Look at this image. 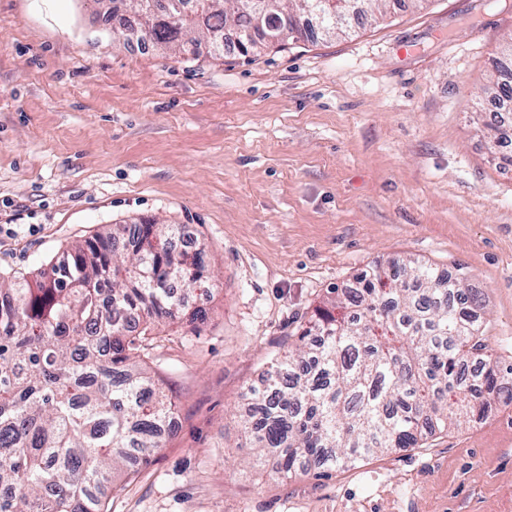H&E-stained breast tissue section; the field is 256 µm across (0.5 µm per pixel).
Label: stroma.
I'll use <instances>...</instances> for the list:
<instances>
[{
  "instance_id": "stroma-1",
  "label": "stroma",
  "mask_w": 512,
  "mask_h": 512,
  "mask_svg": "<svg viewBox=\"0 0 512 512\" xmlns=\"http://www.w3.org/2000/svg\"><path fill=\"white\" fill-rule=\"evenodd\" d=\"M95 0H0V272L139 219L207 254L204 322L147 363L179 421L110 512H512V406L328 476H269L246 393L334 289L418 260L466 279L512 362V170L482 101L512 0H405L347 37L248 55L125 40Z\"/></svg>"
}]
</instances>
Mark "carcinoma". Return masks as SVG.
Returning <instances> with one entry per match:
<instances>
[{"instance_id": "cac0c4a2", "label": "carcinoma", "mask_w": 512, "mask_h": 512, "mask_svg": "<svg viewBox=\"0 0 512 512\" xmlns=\"http://www.w3.org/2000/svg\"><path fill=\"white\" fill-rule=\"evenodd\" d=\"M237 0H164L147 40L184 51L209 36L224 56L283 50L309 37L312 0H262L259 24ZM485 93L512 109V58L497 59ZM179 224L141 221L66 249L33 280L0 276V512H107L100 486L150 462L171 406L142 355L151 325L202 309L175 298L212 280L201 250L177 252ZM482 302L421 262L374 265L319 307L248 396L242 419L262 467L288 478L343 469L482 410L512 406V364L492 353Z\"/></svg>"}]
</instances>
